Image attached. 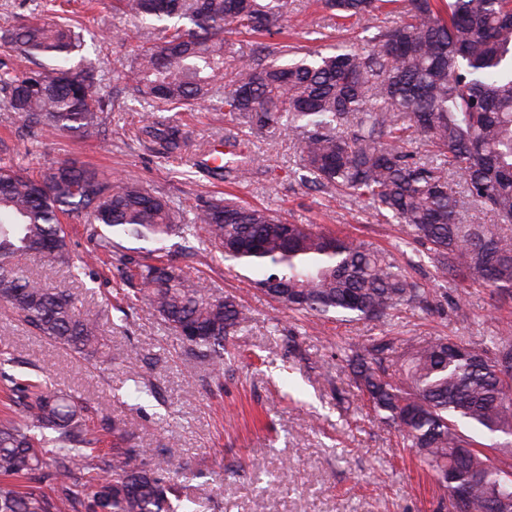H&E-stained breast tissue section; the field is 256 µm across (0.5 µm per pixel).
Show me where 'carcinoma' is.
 Masks as SVG:
<instances>
[{
    "mask_svg": "<svg viewBox=\"0 0 512 512\" xmlns=\"http://www.w3.org/2000/svg\"><path fill=\"white\" fill-rule=\"evenodd\" d=\"M330 18L358 29L357 46L299 52L258 42L270 62L245 59L232 36L279 33L288 0H112L139 34L138 57L114 80L147 100L140 138L158 156L184 154L190 136L163 116L173 106L216 103L224 117L265 139L295 136L300 170L317 187L332 186L371 203L448 272L498 293H512V0H322ZM16 57L56 64L0 72L10 111L32 130L51 127L80 138L98 134L104 102L94 71L70 67L82 50L66 22L28 20L0 36ZM426 146L420 153L414 144ZM227 181L254 174L240 136L224 137ZM489 211L495 224H466L462 197ZM89 215L107 227L92 258H112L122 285L141 293L193 354L224 365L229 338L249 315L165 258L175 236L195 238L251 274L255 288L292 312L385 322L402 309L428 311L431 294L386 252L310 224H290L267 209L219 199L189 224L170 203L127 179L104 181L62 159L34 177L0 166V303L32 331L75 353L105 347L99 321L78 299L29 276L25 261L81 272L61 217ZM155 245L136 260L122 241ZM407 349L385 336L348 355L355 383L380 422L402 437L446 493L463 488V512L512 510V478L484 449L512 458V338L480 346L437 337L409 338ZM22 408L0 420V512H177L166 475L172 462L131 443L134 423L103 416L98 448L85 406L47 383L21 388Z\"/></svg>",
    "mask_w": 512,
    "mask_h": 512,
    "instance_id": "cac0c4a2",
    "label": "carcinoma"
}]
</instances>
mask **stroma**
Segmentation results:
<instances>
[{
	"label": "stroma",
	"mask_w": 512,
	"mask_h": 512,
	"mask_svg": "<svg viewBox=\"0 0 512 512\" xmlns=\"http://www.w3.org/2000/svg\"><path fill=\"white\" fill-rule=\"evenodd\" d=\"M63 3L76 12L85 41L75 63L95 68L100 96L120 105L105 110L99 137L82 141L56 131L30 139L20 116L0 103V160L35 176L67 158L105 177L137 180L189 218L212 197L232 192L290 223L319 224L389 250L429 288L436 310H405L384 323L292 314L220 255L173 252L175 265L236 295L250 312L219 369L189 358L146 300L115 310V280L103 264L89 266L78 284L67 267L33 260L30 275L74 291L83 309L98 316L112 360L87 359L34 336L0 307L5 372L18 385L45 379L86 399L93 418L112 414L135 422L137 445L159 449L185 468L175 487L191 512H446L438 485L403 449L397 432L373 422L342 356L382 336H457L480 344L497 328L512 329V295L494 297L457 276L437 277L423 248L405 244L399 227L368 203L309 188L297 172L298 143L291 135L252 143L256 172L249 181L228 187L207 175L197 161L223 142L229 126L211 103L171 111L187 125L190 149L158 157L135 135L146 103L112 80L113 70L134 64L138 46L131 21L113 15L112 0H0V30L32 16L57 17ZM322 15L315 0H290V43L323 50L354 38V31L335 28L312 39Z\"/></svg>",
	"instance_id": "1"
}]
</instances>
